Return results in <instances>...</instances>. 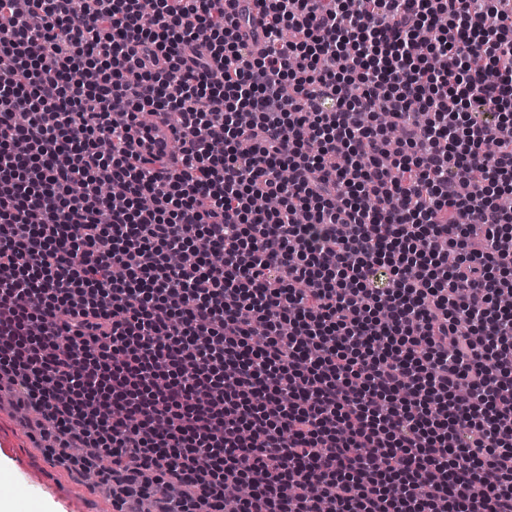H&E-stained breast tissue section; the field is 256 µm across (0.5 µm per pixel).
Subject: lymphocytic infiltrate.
<instances>
[{"label":"lymphocytic infiltrate","instance_id":"lymphocytic-infiltrate-1","mask_svg":"<svg viewBox=\"0 0 512 512\" xmlns=\"http://www.w3.org/2000/svg\"><path fill=\"white\" fill-rule=\"evenodd\" d=\"M235 3L0 0V393L116 512H512V0ZM151 123L150 130L145 135V141L141 151L143 153L151 152L154 154L168 152L173 139L170 125L156 118H153Z\"/></svg>","mask_w":512,"mask_h":512}]
</instances>
